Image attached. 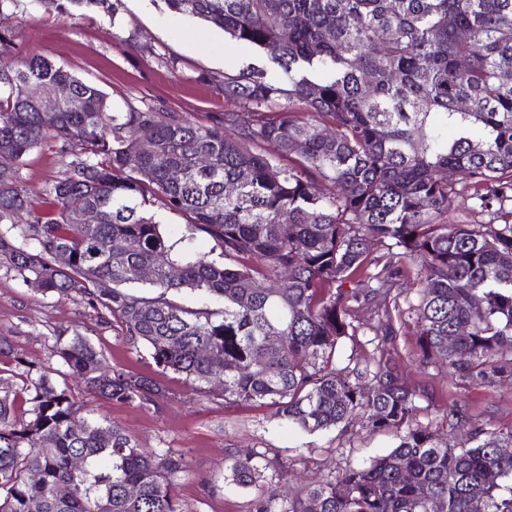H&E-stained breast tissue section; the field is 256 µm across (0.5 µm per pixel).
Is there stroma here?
Wrapping results in <instances>:
<instances>
[{
  "label": "stroma",
  "mask_w": 512,
  "mask_h": 512,
  "mask_svg": "<svg viewBox=\"0 0 512 512\" xmlns=\"http://www.w3.org/2000/svg\"><path fill=\"white\" fill-rule=\"evenodd\" d=\"M119 14L121 23L115 26L94 13L71 16L29 6L0 14V27L15 30L22 56L64 65L114 101L138 108L157 106L201 123L226 106L218 84L224 73L256 58L252 47L231 41L216 27L171 12L165 0H121ZM130 33L135 36L131 42L126 39ZM66 162L57 147L46 146L25 158L19 176L40 189L59 176ZM414 279V265L405 264L396 285L399 311L392 316V335L378 337L359 329L339 345L338 361L389 358L401 381L417 393L420 421L439 438L448 436L445 416L452 406L475 425L512 429V377L475 384L449 377L442 363L422 364L412 313L420 303ZM76 333L101 350L109 365L160 383L165 397L151 410L100 398L77 383L71 391L92 417L118 423L142 447L170 448L188 460L189 476L173 485L184 512H247L254 490L226 479L224 460L230 448L241 455L270 448L293 461L286 478L263 481L268 493L291 495L309 480L369 462L395 444L385 433L309 435L281 426L270 407L201 399L178 375L159 373L145 349L126 345L117 328L102 324L80 297L42 295L13 273L0 270V335L9 337L15 356L52 363L54 336Z\"/></svg>",
  "instance_id": "obj_1"
}]
</instances>
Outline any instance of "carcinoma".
<instances>
[{
    "mask_svg": "<svg viewBox=\"0 0 512 512\" xmlns=\"http://www.w3.org/2000/svg\"><path fill=\"white\" fill-rule=\"evenodd\" d=\"M33 2L114 18L120 0ZM165 2L259 51L224 73L228 107L205 123L120 105L46 58L18 56L16 33L0 29V149L20 164L53 142L70 157L38 192L0 169V269L80 296L207 400L267 405L310 435L356 424L397 439L291 498L258 493L248 512H512V430L444 442L417 420L389 359H336L357 330L351 303L381 300L371 330L389 332L392 279L410 261L423 357L472 381L512 374V362L487 366L512 353V0ZM57 84L71 99L47 94ZM446 170L474 184L485 220L448 223L460 193ZM72 195L94 223L76 220ZM160 211L183 219L180 237ZM138 267L151 278L131 277ZM183 293L219 308L189 307ZM53 356L57 368L14 358V389L0 377V512H184L171 486L189 475L186 459L82 414L55 376L143 408L162 389L108 367L78 333L56 337ZM268 470L288 466L265 450L225 458L243 487Z\"/></svg>",
    "mask_w": 512,
    "mask_h": 512,
    "instance_id": "carcinoma-1",
    "label": "carcinoma"
}]
</instances>
